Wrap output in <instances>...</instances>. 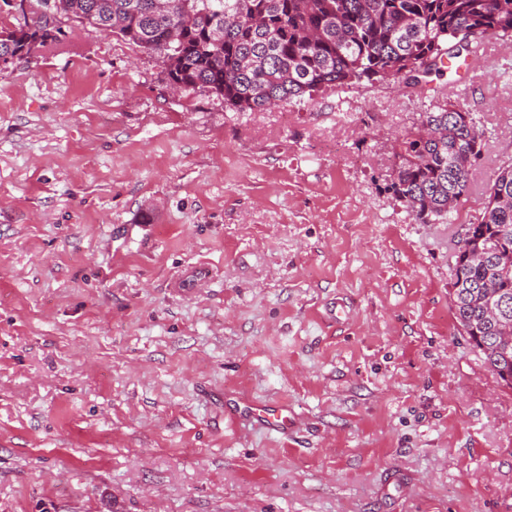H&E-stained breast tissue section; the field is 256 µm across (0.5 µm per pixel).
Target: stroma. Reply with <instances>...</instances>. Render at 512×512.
I'll return each instance as SVG.
<instances>
[{
    "mask_svg": "<svg viewBox=\"0 0 512 512\" xmlns=\"http://www.w3.org/2000/svg\"><path fill=\"white\" fill-rule=\"evenodd\" d=\"M50 22L0 63V512H512V389L451 297L512 163V50L237 114ZM437 89L482 157L420 224L384 186ZM247 401L287 435L225 419ZM251 417L254 422L279 433H288V407L253 404Z\"/></svg>",
    "mask_w": 512,
    "mask_h": 512,
    "instance_id": "35a3bbf8",
    "label": "stroma"
}]
</instances>
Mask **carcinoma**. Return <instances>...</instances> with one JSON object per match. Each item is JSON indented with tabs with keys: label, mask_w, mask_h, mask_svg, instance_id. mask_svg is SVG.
Instances as JSON below:
<instances>
[{
	"label": "carcinoma",
	"mask_w": 512,
	"mask_h": 512,
	"mask_svg": "<svg viewBox=\"0 0 512 512\" xmlns=\"http://www.w3.org/2000/svg\"><path fill=\"white\" fill-rule=\"evenodd\" d=\"M82 25L163 56L168 82L208 91L234 112L301 103L324 88L391 78L417 85L482 39L512 43V0H43ZM58 36L40 15L0 30L24 59ZM471 114L445 99L396 138L386 191L421 224L451 223L482 155ZM452 307L484 363L512 388V163L459 241Z\"/></svg>",
	"instance_id": "1"
}]
</instances>
